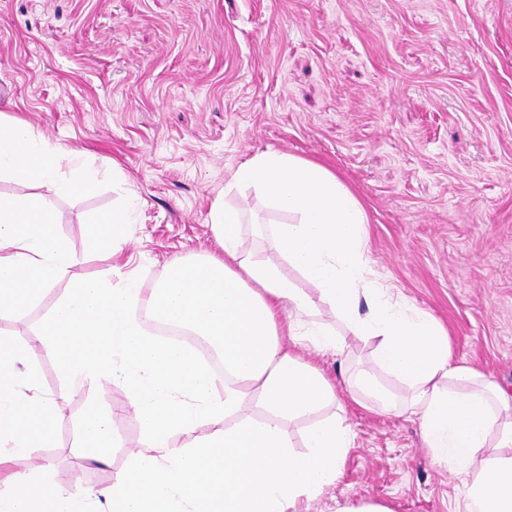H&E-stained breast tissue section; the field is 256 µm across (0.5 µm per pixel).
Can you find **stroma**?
I'll return each mask as SVG.
<instances>
[{"mask_svg":"<svg viewBox=\"0 0 512 512\" xmlns=\"http://www.w3.org/2000/svg\"><path fill=\"white\" fill-rule=\"evenodd\" d=\"M0 113L103 173L91 190L42 189L73 275L103 268L87 220L126 205L120 262L147 291L172 259L217 252L206 220L220 198L244 208L246 248L278 262L263 228L285 214L224 190L248 159L280 152L336 170L367 210L380 282L447 329L454 363L512 397V0H0ZM309 320L347 343L343 361H312L354 446L301 512H465L462 477L424 448L417 418L351 399L374 341L325 304ZM33 359L63 408L59 445L17 469L43 463L74 491L110 484L143 441L138 425L114 419L105 467L71 448L78 419L121 405L122 386L74 388L44 351Z\"/></svg>","mask_w":512,"mask_h":512,"instance_id":"stroma-1","label":"stroma"}]
</instances>
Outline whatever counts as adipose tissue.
I'll list each match as a JSON object with an SVG mask.
<instances>
[{
  "label": "adipose tissue",
  "mask_w": 512,
  "mask_h": 512,
  "mask_svg": "<svg viewBox=\"0 0 512 512\" xmlns=\"http://www.w3.org/2000/svg\"><path fill=\"white\" fill-rule=\"evenodd\" d=\"M101 171L0 114V180L32 192L0 194V314L39 307L32 341L0 336V512H295L343 474L354 433L336 386L302 351L341 356L346 342L299 318L328 304L358 337L375 340L373 363L404 383L393 404L373 380L365 392L418 418L423 442L449 474L466 477V512H512L511 401L471 368L453 364L448 332L428 313L395 301L365 255L367 211L331 169L285 153H262L232 175L229 189L254 188L294 214L265 236L316 295L247 250L241 209L214 203L209 229L219 253L173 259L150 295L114 260L129 240V214L116 208L87 222L106 275L70 276L61 217L40 185L68 195L98 185ZM204 338L224 364L210 369L197 349L154 337L147 322ZM290 343L281 341V334ZM54 358L75 387L101 379L125 390L123 411L144 434L128 468L110 485L71 491L52 477L14 471L33 447H56L61 406L42 389L33 346ZM317 421L293 449L288 425ZM112 415L90 411L85 459L109 462ZM187 444H173L176 434Z\"/></svg>",
  "instance_id": "obj_1"
}]
</instances>
